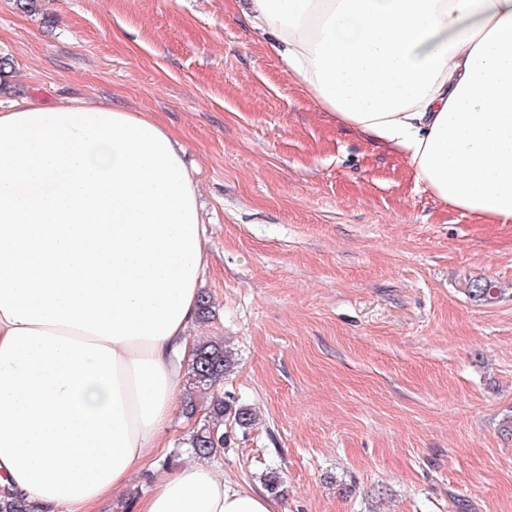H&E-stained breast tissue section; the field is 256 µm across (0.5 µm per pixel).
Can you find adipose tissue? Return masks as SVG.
<instances>
[{"instance_id": "obj_1", "label": "adipose tissue", "mask_w": 512, "mask_h": 512, "mask_svg": "<svg viewBox=\"0 0 512 512\" xmlns=\"http://www.w3.org/2000/svg\"><path fill=\"white\" fill-rule=\"evenodd\" d=\"M291 79L415 185L512 223V0H245ZM183 144L142 112L0 113V498L98 512L150 471L137 512H274L170 442L205 221ZM181 417L182 414H180ZM181 417L176 418L168 428V438L172 440L173 448L164 453V457L158 462L161 467L175 468L187 459V452L184 446L185 425ZM170 464V465H163Z\"/></svg>"}]
</instances>
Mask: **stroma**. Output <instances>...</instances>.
Returning <instances> with one entry per match:
<instances>
[{"label":"stroma","instance_id":"35a3bbf8","mask_svg":"<svg viewBox=\"0 0 512 512\" xmlns=\"http://www.w3.org/2000/svg\"><path fill=\"white\" fill-rule=\"evenodd\" d=\"M0 111L143 112L196 170L223 340L227 482L275 512H512V224L417 188L337 126L235 0H0ZM489 282L478 301L469 283Z\"/></svg>","mask_w":512,"mask_h":512}]
</instances>
